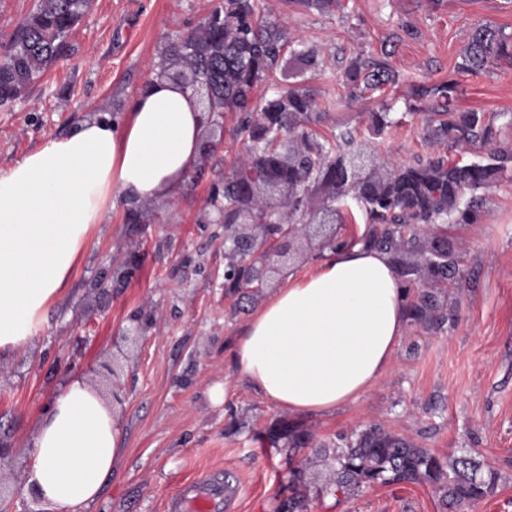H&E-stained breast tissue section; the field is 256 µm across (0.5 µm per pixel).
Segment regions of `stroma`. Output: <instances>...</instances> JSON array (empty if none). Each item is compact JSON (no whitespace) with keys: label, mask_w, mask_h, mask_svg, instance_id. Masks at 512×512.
<instances>
[{"label":"stroma","mask_w":512,"mask_h":512,"mask_svg":"<svg viewBox=\"0 0 512 512\" xmlns=\"http://www.w3.org/2000/svg\"><path fill=\"white\" fill-rule=\"evenodd\" d=\"M217 0H92L55 64L23 98L0 107V173L41 142L69 135L93 116L123 120L164 44L201 22ZM262 14L288 37L316 46L317 71L298 79L315 100L321 137L354 133L376 160L409 164L441 156L487 163L489 148L427 136L437 117L411 109L413 85L447 80L475 24L512 34V0H340L328 12L288 0H259ZM388 53L397 84L346 102L339 74L357 52ZM457 111H477L512 152V61L462 76ZM389 105L395 123L369 129L370 113ZM225 113L204 139L224 148L198 160L170 196L144 202L145 219L127 218L116 199L28 345L0 356V507L36 512L17 484L41 418L70 377H84L120 424L124 455L87 512H165L189 480L225 472L234 491L223 512H276L288 495V463L261 437L280 425L309 437L310 448L377 426L448 456L475 448L501 470L498 492L465 512H512V162L481 190L474 224H445L460 259L459 286L435 291L452 319L433 332L408 324L385 376L356 403L333 414L273 407L240 379L234 344L262 297L224 294V227L202 224L212 186L239 157ZM104 280L106 290L94 287ZM224 387L213 402L210 392ZM307 512H437L423 485L374 487L344 502L309 496Z\"/></svg>","instance_id":"stroma-1"}]
</instances>
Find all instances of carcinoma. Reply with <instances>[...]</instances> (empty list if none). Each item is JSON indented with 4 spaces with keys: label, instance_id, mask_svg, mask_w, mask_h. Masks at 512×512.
Returning a JSON list of instances; mask_svg holds the SVG:
<instances>
[{
    "label": "carcinoma",
    "instance_id": "1",
    "mask_svg": "<svg viewBox=\"0 0 512 512\" xmlns=\"http://www.w3.org/2000/svg\"><path fill=\"white\" fill-rule=\"evenodd\" d=\"M90 4L91 0H37L0 57V106L24 95L55 65ZM160 56L163 74L191 89L209 115H240L236 129L239 139H255L250 126L253 113H280L276 130L286 138H302L312 151L302 167L307 182L316 175L313 166L327 164L337 154L366 156L363 144L354 136L341 134L334 142L321 140L307 126L314 108L307 90L288 85L269 95H258V89L281 61L289 63L283 78L293 79L318 67L319 50L303 43L290 45L279 23L256 16L252 0H224L214 9L211 21L169 41ZM510 60L512 34L477 24L456 73L473 75ZM341 78L352 102L369 90L396 82L398 76L387 57L364 58L359 54L345 65ZM459 86L455 79L417 85L413 97L430 102L434 112L451 113ZM432 135L436 139L461 136L491 146L496 132L482 122L479 113L471 111L434 127ZM503 171L500 163L447 167L440 158L388 166L372 178L375 183H386V191L361 203V207L371 223L378 225V247L389 250L402 241L414 242V224L476 223L480 217L476 192ZM409 308L422 314L418 324L427 328L439 330L448 322V314L434 292H420ZM285 437L290 443L285 452L292 467L288 499L280 504L278 512H305L308 494L303 475L307 466L319 458L331 469L333 479L317 495H332L338 502L372 486L414 484L431 488L441 512H458L466 503L493 495L501 480V472L485 464L476 451L442 457L375 427L340 435L334 447L319 448L313 457L301 460L298 452L308 442L305 435L282 428L267 439L276 446Z\"/></svg>",
    "mask_w": 512,
    "mask_h": 512
}]
</instances>
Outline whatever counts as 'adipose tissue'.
<instances>
[{
    "label": "adipose tissue",
    "instance_id": "adipose-tissue-1",
    "mask_svg": "<svg viewBox=\"0 0 512 512\" xmlns=\"http://www.w3.org/2000/svg\"><path fill=\"white\" fill-rule=\"evenodd\" d=\"M202 116L197 96L156 71L123 124L85 120L0 174V352L28 344L114 198L137 203L179 189L199 155ZM407 321L390 254L328 249L314 274L289 280L252 316L236 366L276 408L331 413L385 375ZM121 453L116 416L72 379L38 426L21 490L48 512H85Z\"/></svg>",
    "mask_w": 512,
    "mask_h": 512
}]
</instances>
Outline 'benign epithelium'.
Segmentation results:
<instances>
[{
    "label": "benign epithelium",
    "instance_id": "7a95c632",
    "mask_svg": "<svg viewBox=\"0 0 512 512\" xmlns=\"http://www.w3.org/2000/svg\"><path fill=\"white\" fill-rule=\"evenodd\" d=\"M306 144L296 137H278L272 146L242 145V156L233 164L232 173L241 178L238 195V217L224 218V208L216 210V222L224 225V291L227 293H257L266 286L269 269L286 270V261L300 250L301 242L317 241L320 250L336 247L342 238L336 224V171L344 165L331 164L317 171L311 183L299 174V163ZM328 191L323 210L331 219L313 223L301 221L297 215H307L310 206V188ZM268 187L287 190L281 207L288 212V220L277 215L275 208L257 197L258 190ZM417 250L421 259L402 268L416 273L410 287L424 288L441 277L439 263L449 248L439 244L433 224L413 225Z\"/></svg>",
    "mask_w": 512,
    "mask_h": 512
}]
</instances>
